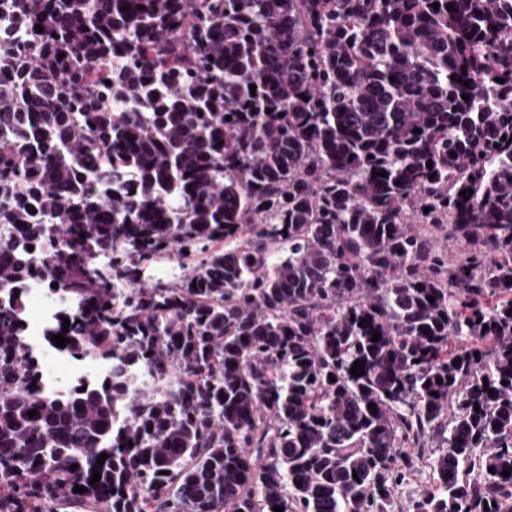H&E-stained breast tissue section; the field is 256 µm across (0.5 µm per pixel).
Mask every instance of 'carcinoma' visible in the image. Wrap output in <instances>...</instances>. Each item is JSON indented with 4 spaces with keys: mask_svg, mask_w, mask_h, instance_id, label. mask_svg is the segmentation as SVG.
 Listing matches in <instances>:
<instances>
[{
    "mask_svg": "<svg viewBox=\"0 0 512 512\" xmlns=\"http://www.w3.org/2000/svg\"><path fill=\"white\" fill-rule=\"evenodd\" d=\"M0 11V512H394L425 439L412 512H512V0ZM40 274L105 378L44 391ZM416 225H418L421 231L430 236L438 252L448 256L450 260H456L461 257L460 251L464 248V245H461L451 237V230L448 224H445L442 229H436L422 224ZM431 447H434V444L428 441L426 448H423L422 451L423 460L419 469L397 491V507L400 509V512H408L406 508L410 498L418 490L428 487L432 481L433 473L429 462H432V459L438 453V448Z\"/></svg>",
    "mask_w": 512,
    "mask_h": 512,
    "instance_id": "obj_1",
    "label": "carcinoma"
}]
</instances>
